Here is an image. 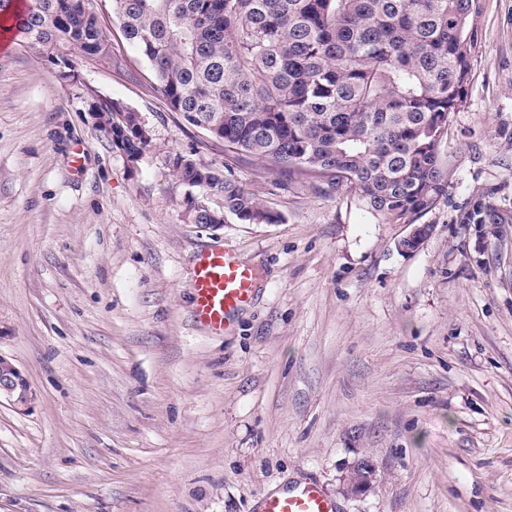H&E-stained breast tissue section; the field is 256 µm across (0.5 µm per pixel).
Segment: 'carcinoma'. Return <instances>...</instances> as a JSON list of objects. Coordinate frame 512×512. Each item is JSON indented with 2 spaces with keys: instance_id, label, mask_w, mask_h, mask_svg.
I'll list each match as a JSON object with an SVG mask.
<instances>
[{
  "instance_id": "obj_1",
  "label": "carcinoma",
  "mask_w": 512,
  "mask_h": 512,
  "mask_svg": "<svg viewBox=\"0 0 512 512\" xmlns=\"http://www.w3.org/2000/svg\"><path fill=\"white\" fill-rule=\"evenodd\" d=\"M16 35L51 61L98 55L109 44L99 17L74 0H34ZM480 0H112L125 40L152 67L169 109L272 173L306 177L348 195L387 224H418L448 193L441 145L467 96ZM100 128L124 108L95 105ZM140 158L148 141L119 136ZM215 173L202 183L200 171ZM191 188L224 198V216L276 224L229 172L177 154ZM487 234L512 224L490 187L456 216Z\"/></svg>"
}]
</instances>
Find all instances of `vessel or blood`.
Listing matches in <instances>:
<instances>
[{
  "instance_id": "1",
  "label": "vessel or blood",
  "mask_w": 512,
  "mask_h": 512,
  "mask_svg": "<svg viewBox=\"0 0 512 512\" xmlns=\"http://www.w3.org/2000/svg\"><path fill=\"white\" fill-rule=\"evenodd\" d=\"M255 275L224 248L215 247L196 254L189 287L193 318L213 334L228 333L235 314L253 299ZM254 512H338L317 480L300 481L283 490L264 494Z\"/></svg>"
}]
</instances>
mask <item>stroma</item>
<instances>
[{
    "label": "stroma",
    "mask_w": 512,
    "mask_h": 512,
    "mask_svg": "<svg viewBox=\"0 0 512 512\" xmlns=\"http://www.w3.org/2000/svg\"><path fill=\"white\" fill-rule=\"evenodd\" d=\"M96 10L112 57L76 77L14 35L0 52V354L36 394L0 404V512H253L306 478L340 512H512V224L455 221L492 186L512 204V0H481L448 194L412 253L405 225L226 160L169 110L112 0ZM98 97L141 113L137 162ZM178 153L230 167L281 221L188 223ZM214 245L256 274L222 336L188 287ZM365 459L372 489L347 493ZM111 129H112V135H113V138H112V149L116 150L114 139H116L117 137H120V144H119V146L123 149V151L127 155H129L130 157L137 158V161H138L139 158L142 156L145 147L148 145V141L149 140L148 139H146V140L145 139H140L137 135H135V134H133V133H131L129 131H128V135L121 136L114 129L113 122H112V128ZM123 151L120 149V152L122 154H124Z\"/></svg>",
    "instance_id": "35a3bbf8"
}]
</instances>
